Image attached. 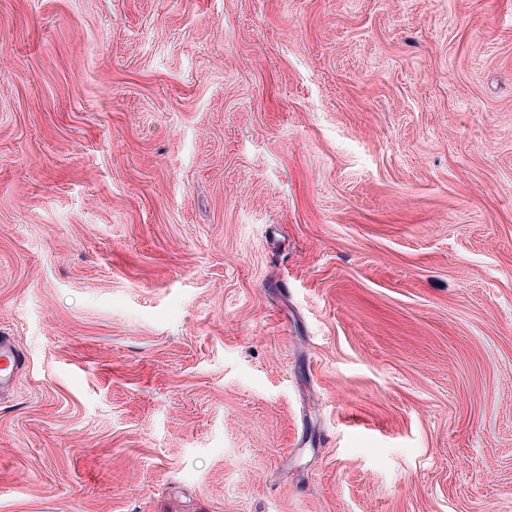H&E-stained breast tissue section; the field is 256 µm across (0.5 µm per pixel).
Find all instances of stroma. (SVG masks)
Here are the masks:
<instances>
[{
    "label": "stroma",
    "instance_id": "obj_1",
    "mask_svg": "<svg viewBox=\"0 0 512 512\" xmlns=\"http://www.w3.org/2000/svg\"><path fill=\"white\" fill-rule=\"evenodd\" d=\"M0 512H512V0H0ZM20 352L10 336L0 335V390L10 385L14 373L21 365Z\"/></svg>",
    "mask_w": 512,
    "mask_h": 512
}]
</instances>
